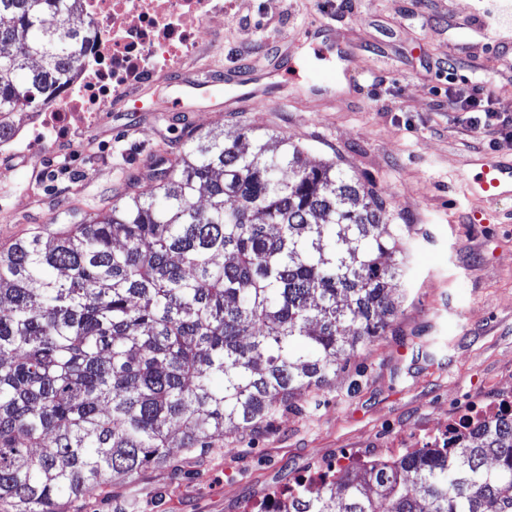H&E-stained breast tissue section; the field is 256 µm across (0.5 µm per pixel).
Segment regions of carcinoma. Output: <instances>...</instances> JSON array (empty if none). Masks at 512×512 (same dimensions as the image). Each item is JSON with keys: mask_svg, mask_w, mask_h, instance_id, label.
I'll use <instances>...</instances> for the list:
<instances>
[{"mask_svg": "<svg viewBox=\"0 0 512 512\" xmlns=\"http://www.w3.org/2000/svg\"><path fill=\"white\" fill-rule=\"evenodd\" d=\"M82 0H0L3 119L78 65ZM191 130L152 190L0 250V507L66 512L327 388L389 335L386 199L285 135ZM283 512H512V413L288 491Z\"/></svg>", "mask_w": 512, "mask_h": 512, "instance_id": "carcinoma-1", "label": "carcinoma"}]
</instances>
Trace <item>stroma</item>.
<instances>
[{
    "label": "stroma",
    "mask_w": 512,
    "mask_h": 512,
    "mask_svg": "<svg viewBox=\"0 0 512 512\" xmlns=\"http://www.w3.org/2000/svg\"><path fill=\"white\" fill-rule=\"evenodd\" d=\"M476 0H235L214 51L198 65L254 69L251 104L217 109L200 98L168 112L163 86L140 106L104 110L85 146L45 151L39 171L0 180V249L89 212L128 179L173 161L191 129L288 136L311 163L335 162L387 194L386 221L405 225V299L392 335L359 351L325 391L303 396L261 428L228 430L221 450L174 449L171 466L114 481L70 512H259L271 495L314 478L366 439L399 451L404 434L498 402L512 387V179L489 200L473 193L482 163L512 154L498 127H471L448 105L452 88L485 87L512 119V49L485 40ZM330 24L339 56L318 59L302 34ZM293 58L297 80H270ZM434 358L413 353L417 341Z\"/></svg>",
    "instance_id": "stroma-1"
}]
</instances>
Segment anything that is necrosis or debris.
<instances>
[{"label": "necrosis or debris", "instance_id": "4bbe7bcc", "mask_svg": "<svg viewBox=\"0 0 512 512\" xmlns=\"http://www.w3.org/2000/svg\"><path fill=\"white\" fill-rule=\"evenodd\" d=\"M91 35L78 69L58 95L15 113L13 134H27L24 166L37 168L48 149L93 128L103 107L119 110L168 75L210 53L224 26V0H86Z\"/></svg>", "mask_w": 512, "mask_h": 512}]
</instances>
